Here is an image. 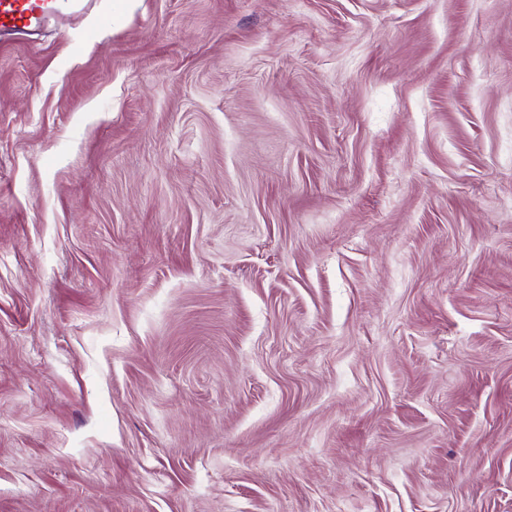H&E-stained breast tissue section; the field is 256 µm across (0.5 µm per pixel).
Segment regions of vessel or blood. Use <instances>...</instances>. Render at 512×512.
I'll return each mask as SVG.
<instances>
[{"label": "vessel or blood", "instance_id": "vessel-or-blood-1", "mask_svg": "<svg viewBox=\"0 0 512 512\" xmlns=\"http://www.w3.org/2000/svg\"><path fill=\"white\" fill-rule=\"evenodd\" d=\"M96 10L97 0H0V40L36 34L67 13Z\"/></svg>", "mask_w": 512, "mask_h": 512}]
</instances>
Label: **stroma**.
<instances>
[{
	"label": "stroma",
	"mask_w": 512,
	"mask_h": 512,
	"mask_svg": "<svg viewBox=\"0 0 512 512\" xmlns=\"http://www.w3.org/2000/svg\"><path fill=\"white\" fill-rule=\"evenodd\" d=\"M0 42V512H512V0H137Z\"/></svg>",
	"instance_id": "obj_1"
}]
</instances>
